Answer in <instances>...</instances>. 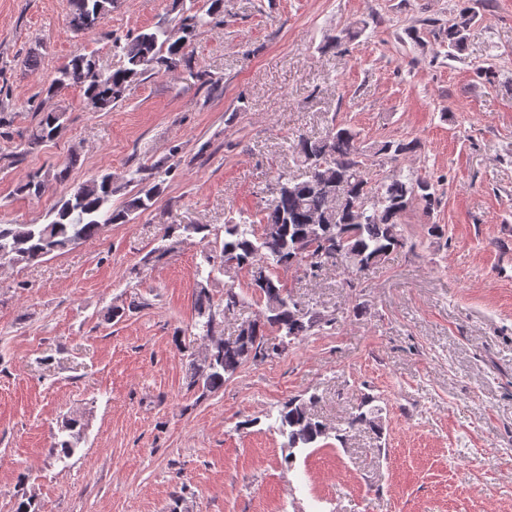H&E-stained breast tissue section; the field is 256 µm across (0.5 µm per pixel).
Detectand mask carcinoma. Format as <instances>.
<instances>
[{
    "mask_svg": "<svg viewBox=\"0 0 512 512\" xmlns=\"http://www.w3.org/2000/svg\"><path fill=\"white\" fill-rule=\"evenodd\" d=\"M70 26L76 32L92 33L112 12L114 0H71ZM224 12V0H210L204 11L189 7L182 12L177 30L158 27L135 36L116 37L112 50L125 64L116 69L99 66L95 55L78 53L59 67L46 92L77 87L91 106L109 111L125 97L132 84L149 71H174L185 63V49L198 29L208 26L214 15ZM475 12L465 8L459 20L448 25V55L461 49ZM65 113L48 112L32 128L26 149L33 150L53 139L64 128ZM416 151L414 141H385L364 147L350 128L333 125L319 138L299 136L292 145L293 157L305 167V176L286 173L277 176V192L260 220L261 232L247 222L229 220L218 248L204 254L207 268H198L194 308L196 336L207 341V352L189 361L190 386L213 392L224 386V375H231L247 360L261 361L268 355L267 332L294 341L307 335L316 318L291 300L279 268H289L312 260L316 277L326 264L335 262L336 248L354 255L359 265H344L351 275L376 264L405 245L401 233L403 213L418 201L428 209L440 202L431 180L407 175L372 174L369 155L384 156L398 162ZM136 181L145 185L142 195L121 209L109 206L114 188L111 176L94 175L74 186L68 198L52 212L46 224H0V267H19L34 263L54 252H62L80 240L100 235L111 224H126L137 210H146L160 194L159 167L141 165ZM343 184L349 202L333 203L336 184ZM250 272L249 288L263 297L266 307L252 321L247 334L234 344L224 343L222 326L225 310L237 307L234 288L224 291L216 302L207 282L216 271L227 274ZM280 429L288 437V447L309 448L325 435V425L307 412L306 402L291 398L279 412ZM84 433L77 418L62 422L54 434L50 454L61 459L76 452Z\"/></svg>",
    "mask_w": 512,
    "mask_h": 512,
    "instance_id": "obj_1",
    "label": "carcinoma"
}]
</instances>
